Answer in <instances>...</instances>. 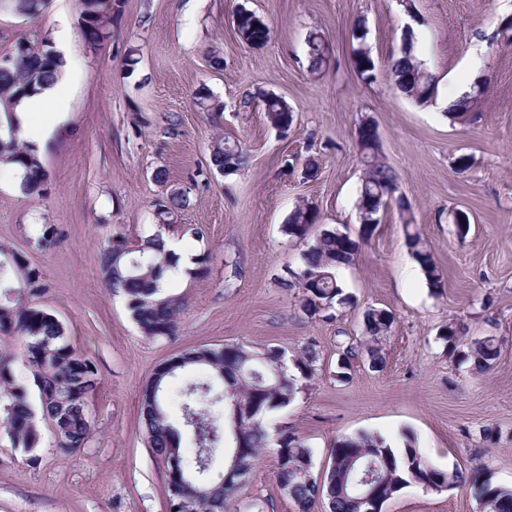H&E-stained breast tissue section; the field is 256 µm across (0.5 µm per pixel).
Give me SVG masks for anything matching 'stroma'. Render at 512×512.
Returning a JSON list of instances; mask_svg holds the SVG:
<instances>
[{
	"label": "stroma",
	"mask_w": 512,
	"mask_h": 512,
	"mask_svg": "<svg viewBox=\"0 0 512 512\" xmlns=\"http://www.w3.org/2000/svg\"><path fill=\"white\" fill-rule=\"evenodd\" d=\"M239 0H118L106 41H84L79 0H47L28 19L0 4V57L38 30L55 43L67 24L77 80L69 112L39 148L47 179L28 195L0 167V244L37 268L46 286L41 307L64 326L72 346L98 367L88 400L89 441L73 452L57 446L41 422L36 460L13 448L0 427V512H167L164 470L139 426L141 390L155 370L184 350L239 344L294 357L316 344L313 379L282 410L268 413L270 431L288 430L329 462L337 438L362 431L391 447L418 448L453 474L479 466L512 487V40L500 23L512 0H251L270 28L252 47L237 37ZM377 66L372 82L357 74L355 19ZM424 33L422 58L436 76L470 70L483 94L465 119H450L401 93L389 63L407 26ZM324 34L326 66L307 67L306 34ZM219 51L220 67L209 64ZM206 91L224 105L211 116L196 103ZM273 93L293 110L287 133L267 120L261 103L240 108L246 93ZM178 117L167 134L170 117ZM373 124L384 162L398 176L413 224L390 205L381 224L361 236L357 200L363 172L361 125ZM241 142L246 166L220 175L209 166L215 133ZM468 156L459 169L455 160ZM315 157L320 171L298 167ZM164 171L158 182L156 171ZM187 205L159 227L154 211L172 189ZM319 211V228L358 239L353 262L336 276L350 305L332 317L308 318L298 291L284 288L305 243L283 226L301 201ZM470 217L457 233L454 212ZM55 229L45 244L31 224ZM164 231L196 256L175 274L166 294L184 304L175 336L149 340L132 321L126 299L106 288L99 254L123 234L130 242ZM416 236L441 273L431 287L408 245ZM390 311L381 370L353 364L338 377L342 346L360 342L366 309ZM457 321L468 338L496 337L499 356L480 372L451 358L441 327ZM496 428L485 441L482 427ZM277 448H265L237 505L297 512L275 481ZM382 512H480L463 486L400 490Z\"/></svg>",
	"instance_id": "stroma-1"
}]
</instances>
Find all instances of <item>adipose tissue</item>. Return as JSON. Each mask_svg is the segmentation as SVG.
Masks as SVG:
<instances>
[{
    "label": "adipose tissue",
    "instance_id": "ef3b65f1",
    "mask_svg": "<svg viewBox=\"0 0 512 512\" xmlns=\"http://www.w3.org/2000/svg\"><path fill=\"white\" fill-rule=\"evenodd\" d=\"M72 68L71 59H64L54 82L45 85L39 94L22 99L17 104L16 124L25 141L41 143L53 126L64 120L70 93L66 76Z\"/></svg>",
    "mask_w": 512,
    "mask_h": 512
}]
</instances>
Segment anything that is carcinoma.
I'll use <instances>...</instances> for the list:
<instances>
[{
  "label": "carcinoma",
  "mask_w": 512,
  "mask_h": 512,
  "mask_svg": "<svg viewBox=\"0 0 512 512\" xmlns=\"http://www.w3.org/2000/svg\"><path fill=\"white\" fill-rule=\"evenodd\" d=\"M13 11L27 18L38 16L44 0H10ZM81 13L88 24L81 28L83 38L93 43L112 22V0H80ZM235 32L251 46H261L269 38L268 25L255 13L239 18ZM322 33L310 31L307 38V61L310 71L317 72L326 63L327 50ZM6 65L0 66V104L16 105L21 99L38 94L44 84L56 77L58 62L36 50L26 55L11 53ZM354 67L365 81H372L376 68L369 55L354 58ZM390 75L395 85L418 104L428 103L436 93L434 75L424 67L413 46L401 50V56L390 61ZM263 110L275 127L288 128L292 111L277 95L263 98ZM224 150L210 155L212 166H225L227 173L237 172L247 163V152L241 143L222 138ZM30 145L15 137L0 140V161L23 169L21 188L28 194L43 178L41 166L30 156ZM398 191L395 172L379 158L369 154L364 172L360 200L372 205L380 192ZM183 193L171 191L161 204L159 216L169 220L175 210L186 203ZM318 212L310 204L297 206L288 218L284 231L292 239L305 241L317 223ZM358 250L353 239L324 231L301 253L300 270L318 273L311 287L302 288L301 309L309 316L335 306L349 304L336 277V269L351 263ZM0 256L12 261L16 282L0 278V333L16 336L24 343L29 367L42 369L47 376L50 394L40 403L41 417L32 416L33 405L26 387L12 371V355L0 351V423L12 446L27 453L38 439L39 420L57 425L58 447L64 451L84 445L92 433L88 399L98 386L96 364L81 356L68 342L62 323L52 314L27 301L14 302L10 296L21 291L29 297L44 292L39 272L22 255L0 246ZM415 258L424 269L430 285L441 286V274L429 254L415 250ZM100 270L107 288L121 293L140 333L147 339L168 338L175 334L181 304L174 296L163 294L165 283L175 269L173 255L163 246V235L156 233L137 244L123 236L112 237L100 252ZM393 324L384 310H366L363 314L365 339L343 348L342 368L361 358L381 368L385 357L379 346ZM465 328L458 322L448 324L441 339L448 353L469 361L478 370L492 368L499 355L496 339L488 336L465 342ZM182 361L171 374L159 377L155 395L141 392L140 416L146 445L153 455L166 464L165 497L168 512H228L242 479L251 474L262 450L270 442L277 445L276 481L288 489V498L298 512H312L316 504L326 512H363L360 498L370 488L377 489L382 502L392 499L402 488L424 481L428 484H463L469 487L481 512H512V488L497 484L492 475L474 467L467 474L450 475L430 466L412 447L399 453L378 435L361 432L336 440L323 482L307 480L300 472L313 470L311 449L296 435L282 431L276 438L265 425L267 413L288 407L300 391L288 373L276 376L279 349L272 347L261 353L241 345L225 344L199 347L180 354ZM318 353L314 344L307 345L295 359L302 378L313 377ZM201 370L202 376L188 382L183 392L182 416L189 421L186 428L195 442L190 460L179 458V474L167 466L172 449L180 447L179 434L170 423L164 392L170 376ZM231 456L239 452L237 469L241 474L228 479L213 477L210 468L219 452Z\"/></svg>",
  "instance_id": "carcinoma-1"
}]
</instances>
